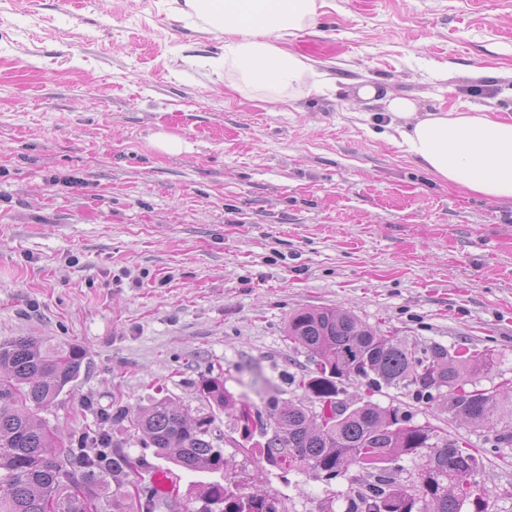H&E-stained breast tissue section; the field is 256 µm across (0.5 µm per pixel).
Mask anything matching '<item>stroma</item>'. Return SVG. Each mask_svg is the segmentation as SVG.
Instances as JSON below:
<instances>
[{
	"instance_id": "35a3bbf8",
	"label": "stroma",
	"mask_w": 512,
	"mask_h": 512,
	"mask_svg": "<svg viewBox=\"0 0 512 512\" xmlns=\"http://www.w3.org/2000/svg\"><path fill=\"white\" fill-rule=\"evenodd\" d=\"M286 48L328 62L336 88L274 101L208 65L212 35L166 0H0V342L75 345L81 374L44 416L62 440L105 426L155 458L129 421L168 398L206 410L202 378L263 407L261 375L298 401L311 367L286 337L301 309L338 308L419 345H490L482 387L512 380V201L448 184L380 137L374 83L420 111L512 115V0H323ZM179 138L171 154L156 134ZM482 446L410 390L370 394ZM287 512H343L348 478L265 466ZM512 512V449L479 477Z\"/></svg>"
}]
</instances>
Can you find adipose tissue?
I'll list each match as a JSON object with an SVG mask.
<instances>
[{"instance_id":"adipose-tissue-1","label":"adipose tissue","mask_w":512,"mask_h":512,"mask_svg":"<svg viewBox=\"0 0 512 512\" xmlns=\"http://www.w3.org/2000/svg\"><path fill=\"white\" fill-rule=\"evenodd\" d=\"M169 12L215 35L222 44L213 57L236 89L322 95L334 80L310 59L286 49L282 41L312 25L318 0H167ZM358 99L381 98L399 125L400 147L430 173L495 200L512 199V119L492 112L441 110L419 113L414 100L379 93L365 84Z\"/></svg>"}]
</instances>
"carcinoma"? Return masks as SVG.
<instances>
[{
    "mask_svg": "<svg viewBox=\"0 0 512 512\" xmlns=\"http://www.w3.org/2000/svg\"><path fill=\"white\" fill-rule=\"evenodd\" d=\"M286 336L305 350L314 369L299 385L308 401L288 404L270 395L264 409L236 399L218 377L200 383L198 392L210 412L189 418L167 399L153 401L132 419L136 438L157 457L188 471L223 473L224 482L208 484L194 512H286L280 498L263 493L255 475L246 480L229 470L219 442L214 411H236L244 430L261 440L242 453L259 455L269 466L312 470L325 480L344 471L362 473L345 497L344 512H489V499L476 477L486 449L430 425L412 422L398 407L345 398V384L364 380L367 390L414 388L429 405L441 400L451 419L484 426L492 447H512V390L480 385L479 375L495 368V349L440 344L410 346L335 308L304 309L288 319ZM85 353L75 346L48 345L33 338L0 343V512H162L169 496L152 483L132 495L111 487L116 472L149 470L142 457L108 447L104 431L90 435L77 449L67 448L73 474L51 457L57 439L38 414L81 374ZM276 424L271 432L268 425ZM419 460L402 475L397 462ZM78 477L85 497L73 492Z\"/></svg>",
    "mask_w": 512,
    "mask_h": 512,
    "instance_id": "cac0c4a2",
    "label": "carcinoma"
}]
</instances>
